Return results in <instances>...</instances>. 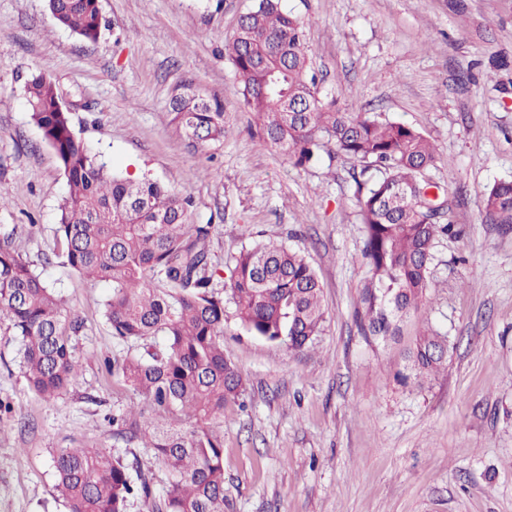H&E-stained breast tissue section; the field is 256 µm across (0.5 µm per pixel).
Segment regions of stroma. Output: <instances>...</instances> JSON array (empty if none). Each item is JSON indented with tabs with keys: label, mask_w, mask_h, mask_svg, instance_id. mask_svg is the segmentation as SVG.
Returning <instances> with one entry per match:
<instances>
[{
	"label": "stroma",
	"mask_w": 512,
	"mask_h": 512,
	"mask_svg": "<svg viewBox=\"0 0 512 512\" xmlns=\"http://www.w3.org/2000/svg\"><path fill=\"white\" fill-rule=\"evenodd\" d=\"M255 0H101L88 44L55 25L47 0H0V234L84 322L78 378L52 401L28 388L19 340L0 324V512H69L55 449L81 443L121 458L161 499L151 449L112 434V415L144 407L113 379L122 356L102 311L107 283L63 266L55 236L67 178L32 122L24 84L51 75L78 138L118 173L149 176L191 201L225 266L254 241L311 261L327 312L300 354L224 324L243 378L224 409V512H512V231L482 210L512 181V0H285L304 23L325 93L347 111L419 129L440 159L425 177L459 236L434 250V287L389 339L363 335L369 277L354 180L361 166L326 149L294 167L262 139L224 43ZM224 98V142L192 149L168 112L184 79ZM434 330L454 344L431 379L401 383L404 356Z\"/></svg>",
	"instance_id": "stroma-1"
}]
</instances>
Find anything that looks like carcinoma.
<instances>
[{
    "label": "carcinoma",
    "instance_id": "1",
    "mask_svg": "<svg viewBox=\"0 0 512 512\" xmlns=\"http://www.w3.org/2000/svg\"><path fill=\"white\" fill-rule=\"evenodd\" d=\"M54 22L94 43L102 28L99 0H48ZM224 55L238 77L243 103L263 138L297 166L320 160L331 146L364 163L356 184L370 270L360 294L362 329L390 336L401 317L419 308L432 286L437 238L457 235L412 197L431 186L436 147L416 128L381 113L346 111L321 92L311 74L301 19L283 0H256L238 22ZM24 94L32 121L60 161L69 191L59 210L58 256L75 273L104 281L111 293L104 317L112 337L129 344L112 361V377L145 397L147 408L112 417L113 433L140 439L169 472L151 512H224V406L245 384L224 357L226 304L247 334L307 349L326 322L322 287L304 255L273 242L243 246L227 266L224 286L207 240L212 225L189 221L190 201L150 177L110 172L77 138L61 91L51 76L31 74ZM316 95L313 112H291L289 101ZM172 122L195 148L224 141V99L197 90L189 79L169 103ZM485 215L512 230V181L483 195ZM20 342L31 390L61 394L78 375L75 341L83 322L13 247L0 238V323ZM448 337L416 338L408 353L419 379L446 362ZM57 487L70 512H125L134 491L120 458L94 448H60L53 456Z\"/></svg>",
    "mask_w": 512,
    "mask_h": 512
}]
</instances>
